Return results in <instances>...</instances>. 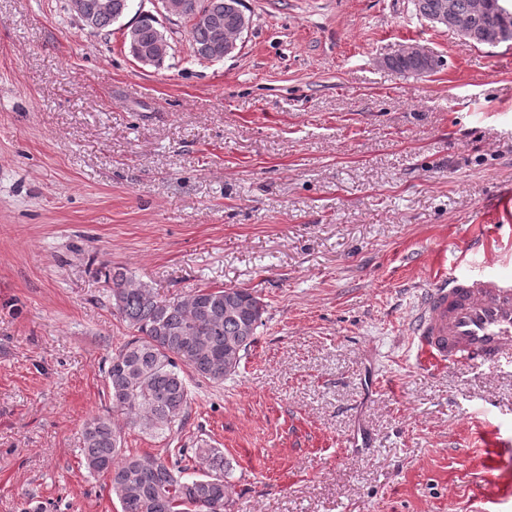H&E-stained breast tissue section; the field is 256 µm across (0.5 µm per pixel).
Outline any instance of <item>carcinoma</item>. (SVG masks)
Wrapping results in <instances>:
<instances>
[{"mask_svg":"<svg viewBox=\"0 0 512 512\" xmlns=\"http://www.w3.org/2000/svg\"><path fill=\"white\" fill-rule=\"evenodd\" d=\"M213 19L231 35L241 22L242 0H200ZM446 0H413L416 14L429 19ZM471 0H455L456 14L476 29L512 28V15L474 16ZM163 36L155 19L139 20L137 37L149 45ZM194 58H208L211 30L189 27ZM388 65L401 74L424 75L439 60L395 56ZM111 282L112 307L134 331L108 360L105 370L110 407L83 424V455L92 473L111 475L112 495L122 512H227L229 463L219 448L202 445L193 459L202 474L153 454H134L121 447L120 432L112 414L143 432L170 431L185 423L188 388L184 369L201 378L222 383L233 376L248 347L254 342L263 314L260 298L246 288H203L186 297L160 298L152 288L117 270L105 272Z\"/></svg>","mask_w":512,"mask_h":512,"instance_id":"cac0c4a2","label":"carcinoma"}]
</instances>
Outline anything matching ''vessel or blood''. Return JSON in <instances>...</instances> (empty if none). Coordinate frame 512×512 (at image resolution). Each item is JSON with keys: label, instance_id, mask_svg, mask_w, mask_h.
Returning a JSON list of instances; mask_svg holds the SVG:
<instances>
[{"label": "vessel or blood", "instance_id": "b4317fda", "mask_svg": "<svg viewBox=\"0 0 512 512\" xmlns=\"http://www.w3.org/2000/svg\"><path fill=\"white\" fill-rule=\"evenodd\" d=\"M412 335L434 364L512 366V267L450 271L421 298Z\"/></svg>", "mask_w": 512, "mask_h": 512}]
</instances>
